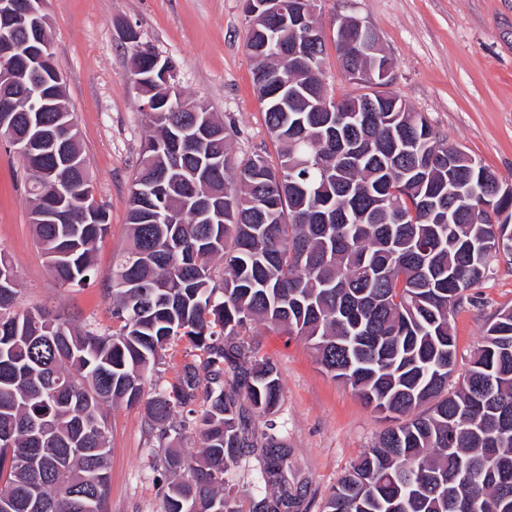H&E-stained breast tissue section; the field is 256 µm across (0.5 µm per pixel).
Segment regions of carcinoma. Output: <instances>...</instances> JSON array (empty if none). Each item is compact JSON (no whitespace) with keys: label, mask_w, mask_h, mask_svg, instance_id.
Returning <instances> with one entry per match:
<instances>
[{"label":"carcinoma","mask_w":512,"mask_h":512,"mask_svg":"<svg viewBox=\"0 0 512 512\" xmlns=\"http://www.w3.org/2000/svg\"><path fill=\"white\" fill-rule=\"evenodd\" d=\"M246 52L262 86L277 160L232 155L212 112H169L152 79L167 58L128 45L127 78L156 99L145 113L127 221L130 246L112 263L110 332L42 308L16 310L13 265L0 249V512H106L109 427L104 405L142 408L159 438L199 436L193 458L167 448L156 461L163 512H238L224 474L246 448L265 449L252 512H290V448L246 411L273 415L276 365L247 371L242 332L253 322L302 337L332 377L373 409L403 417L331 488L320 512H512V308L498 311L472 365L456 369L450 318L512 256V197L469 154L448 144L394 93L346 94L356 113L316 112L324 42L291 68L264 50L262 32L291 42L283 19L247 21ZM343 69L368 55L336 44ZM378 111L365 112L368 101ZM0 96L11 150L27 147L35 240L63 286H86L108 229L95 200L71 112H17ZM204 127L190 139L182 118ZM327 212L332 223H317ZM224 261L215 280L214 261ZM196 350L169 385L147 397L162 352ZM206 381L199 392L200 381Z\"/></svg>","instance_id":"carcinoma-1"}]
</instances>
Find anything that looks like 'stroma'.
<instances>
[{
  "mask_svg": "<svg viewBox=\"0 0 512 512\" xmlns=\"http://www.w3.org/2000/svg\"><path fill=\"white\" fill-rule=\"evenodd\" d=\"M49 36L79 143L97 197L109 213L98 241L95 281L61 286L37 248L22 163L0 144V249L8 254L21 291L19 309L43 307L76 324L111 331L108 294L112 258L129 244L128 197L147 134L141 101L125 78L124 25L170 58L184 97L207 103L223 119L232 152L276 158L278 144L264 123V107L245 49L243 0H48ZM354 15L379 36L392 59L391 91L424 113L437 131L512 184V0H318L316 18L325 41L324 73L335 97L354 92L336 53L337 20ZM512 307V260L499 258L472 300L453 314L457 373H464L497 311ZM244 341L255 359L276 364L282 395L275 416L290 448L288 480L306 512L388 427L349 385L321 368L298 336L256 322ZM110 432L108 512H163L154 480L158 439L140 408H105ZM262 465L251 449L224 476L251 512Z\"/></svg>",
  "mask_w": 512,
  "mask_h": 512,
  "instance_id": "1",
  "label": "stroma"
}]
</instances>
